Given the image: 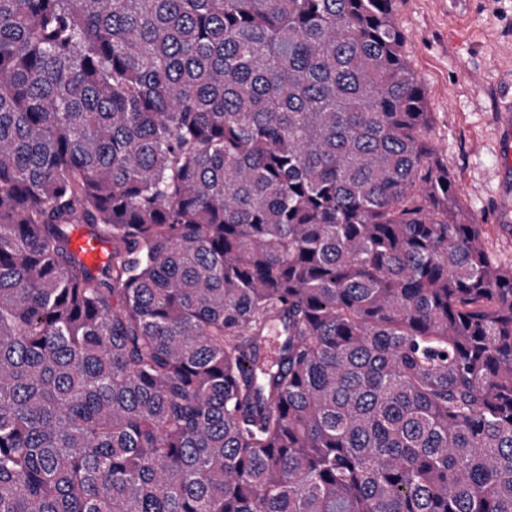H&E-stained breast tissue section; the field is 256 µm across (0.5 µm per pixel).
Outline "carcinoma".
Masks as SVG:
<instances>
[{"label": "carcinoma", "mask_w": 512, "mask_h": 512, "mask_svg": "<svg viewBox=\"0 0 512 512\" xmlns=\"http://www.w3.org/2000/svg\"><path fill=\"white\" fill-rule=\"evenodd\" d=\"M430 131L393 0H0V512H512ZM73 246L81 259L89 266L100 264L104 258L105 245L97 237L91 236L85 230L76 233Z\"/></svg>", "instance_id": "obj_1"}]
</instances>
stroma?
<instances>
[{
  "label": "stroma",
  "instance_id": "stroma-1",
  "mask_svg": "<svg viewBox=\"0 0 512 512\" xmlns=\"http://www.w3.org/2000/svg\"><path fill=\"white\" fill-rule=\"evenodd\" d=\"M404 54L433 114L431 140L489 250L512 263V180L500 109L512 102V0H393Z\"/></svg>",
  "mask_w": 512,
  "mask_h": 512
}]
</instances>
